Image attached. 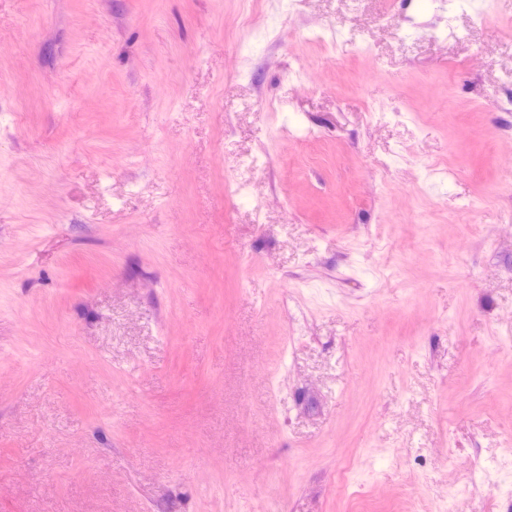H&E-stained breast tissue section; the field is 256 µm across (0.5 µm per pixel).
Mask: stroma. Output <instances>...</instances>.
<instances>
[{
  "label": "stroma",
  "mask_w": 512,
  "mask_h": 512,
  "mask_svg": "<svg viewBox=\"0 0 512 512\" xmlns=\"http://www.w3.org/2000/svg\"><path fill=\"white\" fill-rule=\"evenodd\" d=\"M482 11L0 0V512H512Z\"/></svg>",
  "instance_id": "stroma-1"
}]
</instances>
